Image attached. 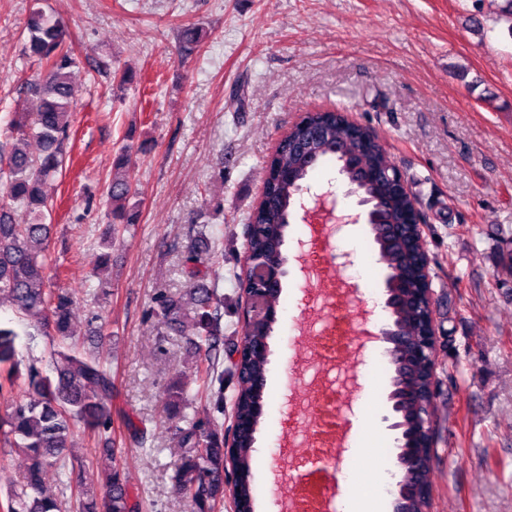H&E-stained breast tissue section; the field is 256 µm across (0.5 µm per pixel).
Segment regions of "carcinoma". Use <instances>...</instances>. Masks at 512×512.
<instances>
[{"mask_svg":"<svg viewBox=\"0 0 512 512\" xmlns=\"http://www.w3.org/2000/svg\"><path fill=\"white\" fill-rule=\"evenodd\" d=\"M27 30V49L47 63V70L25 83L34 107L14 113L0 139V303L8 302L17 317L29 321V330L22 333L27 336L28 350H33L39 337L48 339V345L41 355L31 353L25 358L18 350L22 334L0 323V391L14 387L22 373L26 385L24 394L0 416V442L29 461L20 481L7 490L6 503L0 502V512H64L69 506L79 512H141L142 504L132 500L115 466L116 449L105 448L113 466L102 496H97L81 475L74 474L78 456L71 435L75 425L104 437L108 444L112 442L107 433L112 425L114 385L104 347L86 350L71 331L72 298L50 288L52 225L45 223V211L51 205L42 185L65 163L72 136L68 117L76 106L72 68L78 60L65 49V30L53 17L37 11L30 17ZM31 139L40 146L36 156L26 149ZM330 159L336 160L339 172L372 205L375 220L369 230L383 253V263L418 265L422 254L413 234H383L389 225L401 223L405 209L415 204L414 198L396 195L384 178L361 177L364 169L384 173L391 162L370 130L353 128L341 112L328 119L321 112H308L289 130L288 139L272 155L269 166L291 173L292 179L266 186L246 218L247 246L267 257L282 255L296 196L309 172ZM129 162L127 150L116 157V173L106 191L107 233L114 241L133 223V216L122 204L133 196ZM19 210L25 215L22 222L15 218ZM220 245L222 236L211 226H196V239L184 265L188 282L185 295L159 292L151 309L169 330L182 335L192 330L189 347L196 395L213 408L212 415L182 426L178 422L182 390L176 385L167 389V405L172 407L168 429L181 449L172 487L192 499L196 512H214L224 501V375L236 379L232 416L259 425L267 339L273 332L271 323L242 332L244 337L260 336L265 342L241 360H232L237 344L224 345V295L218 292L223 268ZM391 316L396 324L417 328L411 309L401 301ZM254 443L253 432L237 438L231 471L235 512H254ZM50 469L59 476L56 496L45 494L43 489L44 475Z\"/></svg>","mask_w":512,"mask_h":512,"instance_id":"obj_1","label":"carcinoma"}]
</instances>
